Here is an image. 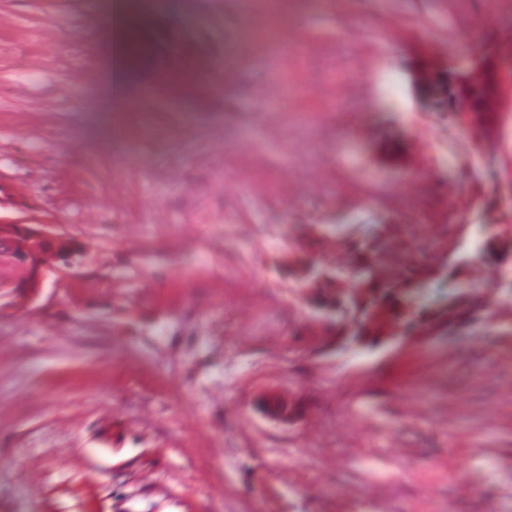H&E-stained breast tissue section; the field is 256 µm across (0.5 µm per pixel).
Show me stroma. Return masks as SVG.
Listing matches in <instances>:
<instances>
[{"instance_id": "obj_1", "label": "stroma", "mask_w": 512, "mask_h": 512, "mask_svg": "<svg viewBox=\"0 0 512 512\" xmlns=\"http://www.w3.org/2000/svg\"><path fill=\"white\" fill-rule=\"evenodd\" d=\"M108 2L0 0V220L80 251L29 300L0 263V512H512V103L475 128L439 89L512 0H181L118 92ZM373 235L443 260L424 311L473 267L481 308L325 348L282 261ZM254 409L261 415L282 423H294L306 413V404L296 395L286 398L276 391H264L253 402Z\"/></svg>"}]
</instances>
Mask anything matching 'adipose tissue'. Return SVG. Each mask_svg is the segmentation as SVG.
<instances>
[{
  "label": "adipose tissue",
  "instance_id": "obj_1",
  "mask_svg": "<svg viewBox=\"0 0 512 512\" xmlns=\"http://www.w3.org/2000/svg\"><path fill=\"white\" fill-rule=\"evenodd\" d=\"M146 21V15L135 8L133 0H121L116 16L107 21L111 31L112 75L117 85H125L148 63L149 52L140 42Z\"/></svg>",
  "mask_w": 512,
  "mask_h": 512
}]
</instances>
